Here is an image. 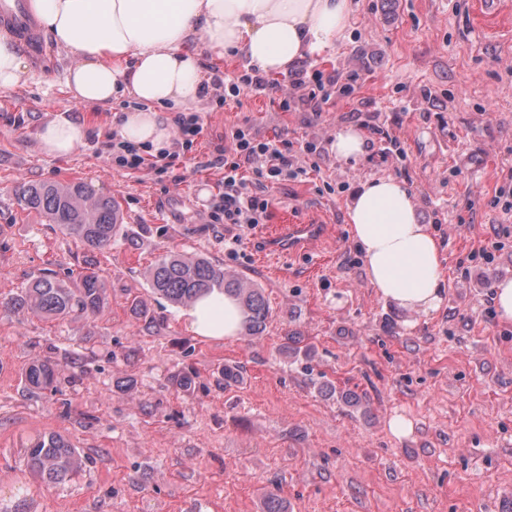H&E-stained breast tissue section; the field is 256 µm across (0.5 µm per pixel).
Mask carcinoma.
I'll list each match as a JSON object with an SVG mask.
<instances>
[{
    "mask_svg": "<svg viewBox=\"0 0 512 512\" xmlns=\"http://www.w3.org/2000/svg\"><path fill=\"white\" fill-rule=\"evenodd\" d=\"M20 198L25 209L43 215L90 251L110 248L122 228L115 197L99 194L83 181L24 184ZM146 280L154 293L176 306L218 289L238 301L247 334L259 335L267 325L270 310L263 289L224 272L205 257L171 253L149 267ZM105 304V288L94 272L81 274L70 283L39 277L6 302L14 310L31 309L52 320L96 315ZM25 380L33 392L48 389L56 382L55 367L49 361L34 363L25 371ZM27 464L44 481L61 484L78 471L81 459L65 438L53 434L40 438L28 449Z\"/></svg>",
    "mask_w": 512,
    "mask_h": 512,
    "instance_id": "carcinoma-1",
    "label": "carcinoma"
}]
</instances>
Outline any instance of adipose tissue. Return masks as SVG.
Listing matches in <instances>:
<instances>
[{"label":"adipose tissue","mask_w":512,"mask_h":512,"mask_svg":"<svg viewBox=\"0 0 512 512\" xmlns=\"http://www.w3.org/2000/svg\"><path fill=\"white\" fill-rule=\"evenodd\" d=\"M55 44L74 64L66 86L82 104L129 97L117 135L153 152L170 149L166 106L201 102L211 80L203 53L244 55L259 73L289 71L320 56L342 36L353 0H29ZM28 81L24 56L0 35V93ZM86 123L59 115L37 132L43 152L66 157L87 137ZM346 219L370 285L400 309L429 315L444 303L443 250L422 224L415 196L387 176L363 182L349 198ZM194 334L231 339L241 330L235 301L214 291L181 313Z\"/></svg>","instance_id":"1"}]
</instances>
